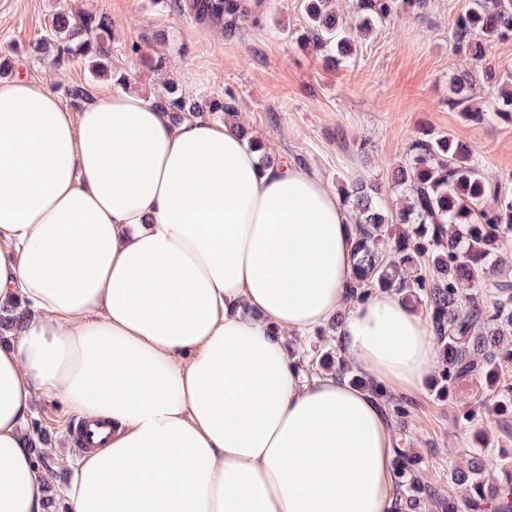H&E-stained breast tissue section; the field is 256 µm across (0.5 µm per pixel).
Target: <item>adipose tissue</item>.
Segmentation results:
<instances>
[{"label":"adipose tissue","instance_id":"ef3b65f1","mask_svg":"<svg viewBox=\"0 0 512 512\" xmlns=\"http://www.w3.org/2000/svg\"><path fill=\"white\" fill-rule=\"evenodd\" d=\"M353 237L308 166H261L234 120L0 81V302L26 311L0 342V512H46L25 434L46 395L111 428L66 512H396L383 402L306 379L288 345L341 312L375 383L438 366L414 308L352 300Z\"/></svg>","mask_w":512,"mask_h":512}]
</instances>
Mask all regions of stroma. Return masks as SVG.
Returning a JSON list of instances; mask_svg holds the SVG:
<instances>
[{
  "label": "stroma",
  "instance_id": "35a3bbf8",
  "mask_svg": "<svg viewBox=\"0 0 512 512\" xmlns=\"http://www.w3.org/2000/svg\"><path fill=\"white\" fill-rule=\"evenodd\" d=\"M265 2L260 25L230 41L166 0H0V80L19 75L40 81L64 103L75 85L114 92L109 76L92 77L84 63L70 59L52 68L33 51L57 11L104 13L113 22L112 66L135 71L132 89L150 95L170 80L186 96L207 100L232 90L240 101L239 122L260 135L266 152L308 164L331 189L350 177L388 186L411 140L430 129L470 144L489 179L512 180V123L492 118L475 124L448 107L454 77L473 67L455 54L451 40L455 18L473 0H426L423 9L400 12L361 35L354 62L340 66L300 42L302 0ZM161 53L170 59L164 72L139 61ZM405 398L412 409L395 432L398 444L420 456L422 479L443 494L461 497L448 471L466 463L475 432L488 439V463H495L499 449H512V420L485 414L462 423L460 406L426 384ZM29 421L42 431L39 449L54 473L49 495L59 498L80 458L70 443L80 417L44 396Z\"/></svg>",
  "mask_w": 512,
  "mask_h": 512
}]
</instances>
